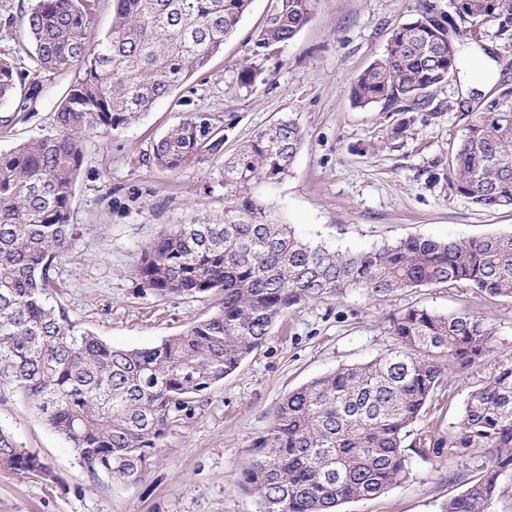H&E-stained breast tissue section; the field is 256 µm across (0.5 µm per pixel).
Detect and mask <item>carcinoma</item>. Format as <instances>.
<instances>
[{
  "label": "carcinoma",
  "mask_w": 512,
  "mask_h": 512,
  "mask_svg": "<svg viewBox=\"0 0 512 512\" xmlns=\"http://www.w3.org/2000/svg\"><path fill=\"white\" fill-rule=\"evenodd\" d=\"M253 0H115L112 28L87 37V0H33L24 30L45 70L75 63L82 74L60 103L56 134L0 154V389L22 397L62 436L88 472L134 481L154 450L194 410L193 403L234 373L270 336L278 319L316 300L357 291L382 301L406 289L462 284L512 299V233L467 239L407 237L356 252L301 239L280 222L258 187L280 183L304 143L294 119L259 130L224 157V219L179 224L142 250L136 276L161 297L223 293L221 307L185 332L145 348L120 349L78 328L53 301L58 260L72 247L71 203L80 138L125 128L204 69L237 29ZM480 26L512 41V0H464ZM312 0H275L255 46L291 40L309 21ZM424 4L397 26L386 53L352 83L351 103L411 112L426 90L458 73L448 27ZM16 89L0 59V101ZM509 111L493 97L470 114L448 183L483 209L512 206V89ZM211 117L185 116L153 147L157 165L221 154ZM392 347L288 393L259 437L245 473L260 512H337L385 492L408 474L404 443L448 387L454 370L481 365L493 351L486 319L409 307L390 319ZM483 443L498 468H481L446 512H493L512 466V365H499L469 397L448 441L418 439L413 452ZM0 471L55 480L41 458L0 428Z\"/></svg>",
  "instance_id": "1"
}]
</instances>
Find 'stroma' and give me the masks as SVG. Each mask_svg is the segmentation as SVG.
Returning <instances> with one entry per match:
<instances>
[{"label": "stroma", "instance_id": "obj_1", "mask_svg": "<svg viewBox=\"0 0 512 512\" xmlns=\"http://www.w3.org/2000/svg\"><path fill=\"white\" fill-rule=\"evenodd\" d=\"M32 0H0V57L11 61L16 91L0 102V153L54 135V112L82 73L38 67L23 18ZM271 0H253L236 32L209 66L124 129L80 141L82 163L72 200L77 237L58 263L57 294L70 319L113 346L144 348L184 332L219 303L216 296L163 299L135 275L141 251L178 224L224 212L217 172L221 159L192 160L169 170L153 159L154 144L184 116H212L225 153L284 118L305 132L288 176L264 195L281 219L312 243L360 251L409 236L469 238L512 232V208L481 209L448 187L451 149L483 85L512 83V42L486 27L481 42L458 38L459 74L430 89L415 111L413 135L392 138L400 113L377 104L353 107V80L381 57L395 27L415 20L423 0H314L308 23L290 41L257 54L254 35ZM484 59L483 76L468 69ZM263 74L251 89L238 75ZM486 317L493 331L491 362L512 364V299L473 288L430 286L370 301L351 292L285 313L269 338L197 403L195 412L156 449L137 480L95 478L68 443L21 397L0 401V426L37 453L56 480L0 472V512H259L244 482L255 450L281 399L342 365L369 362L393 339L392 315L408 307ZM483 367L452 372L435 408L415 431L432 440L454 432ZM490 448L457 447L425 457L410 454L409 473L381 495L346 502L339 512H444L476 468L490 467Z\"/></svg>", "mask_w": 512, "mask_h": 512}]
</instances>
